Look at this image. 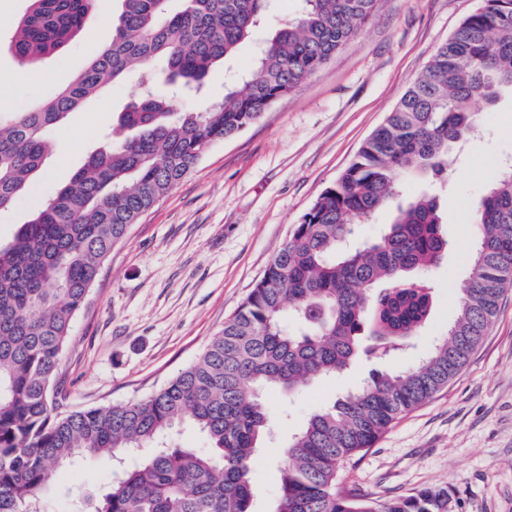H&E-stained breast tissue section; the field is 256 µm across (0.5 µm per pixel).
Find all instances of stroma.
I'll use <instances>...</instances> for the list:
<instances>
[{"mask_svg":"<svg viewBox=\"0 0 512 512\" xmlns=\"http://www.w3.org/2000/svg\"><path fill=\"white\" fill-rule=\"evenodd\" d=\"M481 0H381L374 20L297 91L255 124L209 146L176 188L115 246L73 323L62 355L68 408H110L154 393L185 369L262 278L318 196ZM305 6L269 0L264 25L180 104L203 110L230 77L252 71L259 43ZM120 0H95L82 33L38 67L0 47V111L33 105L67 84L112 38ZM161 63L107 86L50 132L67 146L45 162L30 194L0 212L11 241L39 203L66 185L106 143L141 82L166 92ZM481 131L463 147L439 197L450 247L429 274L433 313L414 349L358 359L302 393L267 397L270 433L253 464L254 512H274L289 438L317 409L378 374L406 368L446 336L474 247L473 213L502 161L512 158V93L476 102ZM110 461L63 471L43 498L68 512L75 493L103 487ZM340 491L378 500L425 488L448 491V512H512V290L468 363L430 401L395 421L342 470Z\"/></svg>","mask_w":512,"mask_h":512,"instance_id":"35a3bbf8","label":"stroma"}]
</instances>
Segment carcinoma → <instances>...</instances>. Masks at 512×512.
<instances>
[{"label": "carcinoma", "mask_w": 512, "mask_h": 512, "mask_svg": "<svg viewBox=\"0 0 512 512\" xmlns=\"http://www.w3.org/2000/svg\"><path fill=\"white\" fill-rule=\"evenodd\" d=\"M95 0H29L10 51L37 66L83 30ZM112 40L66 86L0 113V210L28 191L52 151L50 129L109 83L164 62L173 84L201 86L249 39L268 0H121ZM265 40L251 73L201 112L152 91L119 117L120 136L0 244V512H41L57 475L80 460L149 452L112 476L90 512H252V468L268 429L265 394L290 395L362 356L403 350L432 311L426 273L448 253L435 198L399 200L406 174L448 179L453 149L478 126L472 103L512 90V0H484L434 52L384 123L316 199L235 315L199 356L147 398L62 410L58 368L100 268L129 229L213 143L298 90L376 15L381 0H305ZM397 201L391 223L350 245L351 225ZM470 274L454 322L405 371L381 374L307 419L279 468L276 512H448V490L386 501L336 489L341 468L448 385L512 286V163L473 217ZM291 316L298 329L286 331ZM190 421L210 451L167 446Z\"/></svg>", "instance_id": "1"}]
</instances>
